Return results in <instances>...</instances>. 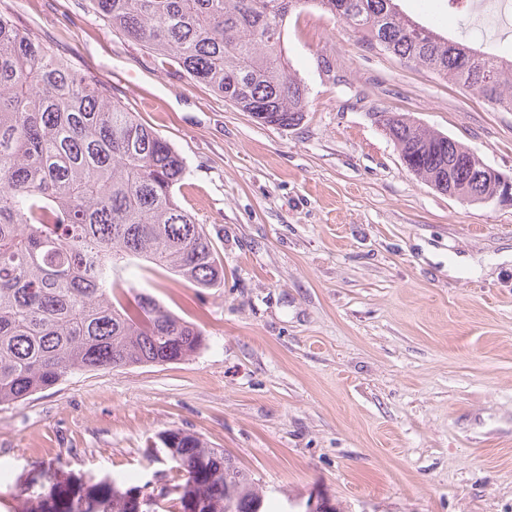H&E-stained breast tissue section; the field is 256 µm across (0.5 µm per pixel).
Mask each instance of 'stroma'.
<instances>
[{"label": "stroma", "mask_w": 512, "mask_h": 512, "mask_svg": "<svg viewBox=\"0 0 512 512\" xmlns=\"http://www.w3.org/2000/svg\"><path fill=\"white\" fill-rule=\"evenodd\" d=\"M475 34L448 0H402ZM184 157L183 205L224 269L203 289L147 270L137 290L201 326L186 361L78 371L0 406V469L56 461L140 485L157 433L231 453L269 512L318 492L338 512H512V206L414 175L374 122L407 114L512 178V112L367 48L331 15H291L303 122H256L164 57L112 33L87 0H0Z\"/></svg>", "instance_id": "stroma-1"}]
</instances>
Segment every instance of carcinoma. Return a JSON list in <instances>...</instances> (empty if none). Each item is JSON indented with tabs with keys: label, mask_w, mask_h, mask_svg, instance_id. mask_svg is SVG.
Masks as SVG:
<instances>
[{
	"label": "carcinoma",
	"mask_w": 512,
	"mask_h": 512,
	"mask_svg": "<svg viewBox=\"0 0 512 512\" xmlns=\"http://www.w3.org/2000/svg\"><path fill=\"white\" fill-rule=\"evenodd\" d=\"M399 0H90L104 23L174 61L196 83L257 122L304 120L308 89L282 54L288 17L318 8L371 48L424 66L512 111V56L477 52L398 9ZM407 167L435 190L469 200L492 192L471 149L400 112L372 113ZM182 155L79 71L0 12V406L54 387L75 371L194 357L203 330L152 295L128 296L143 264L197 288L224 269L180 203ZM154 455L187 474L172 493L141 495L105 473L81 479L63 463L20 475L21 512H253L263 491L228 453L195 433H158ZM183 492H177L179 487Z\"/></svg>",
	"instance_id": "obj_1"
}]
</instances>
